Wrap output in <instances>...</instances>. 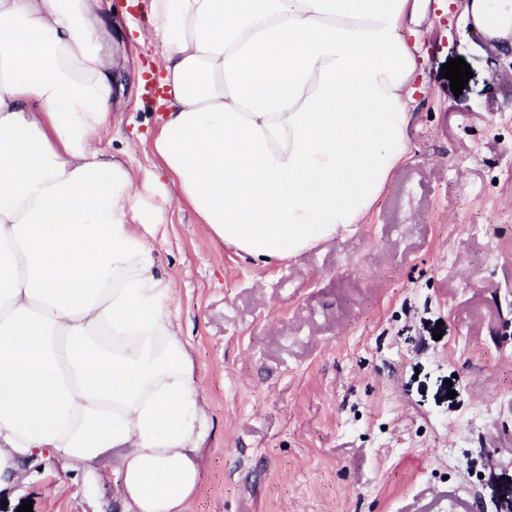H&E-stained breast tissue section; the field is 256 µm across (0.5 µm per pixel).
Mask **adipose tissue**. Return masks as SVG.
Returning <instances> with one entry per match:
<instances>
[{"label": "adipose tissue", "instance_id": "obj_1", "mask_svg": "<svg viewBox=\"0 0 512 512\" xmlns=\"http://www.w3.org/2000/svg\"><path fill=\"white\" fill-rule=\"evenodd\" d=\"M429 0H149L178 187L95 142L112 99L100 0H0V491L43 455L111 465L122 512H189L213 425L148 246L189 204L256 265L362 223L407 159ZM512 33V0H472ZM160 204H152V196Z\"/></svg>", "mask_w": 512, "mask_h": 512}]
</instances>
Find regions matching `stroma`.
Returning a JSON list of instances; mask_svg holds the SVG:
<instances>
[{
	"label": "stroma",
	"mask_w": 512,
	"mask_h": 512,
	"mask_svg": "<svg viewBox=\"0 0 512 512\" xmlns=\"http://www.w3.org/2000/svg\"><path fill=\"white\" fill-rule=\"evenodd\" d=\"M147 2L102 0L97 145L138 172L161 167ZM465 2L430 0L407 37L410 153L352 232L260 267L164 208L150 247L214 426L191 512H512V46L475 34ZM459 57L457 96L440 70ZM114 490L110 466L91 482L46 457L0 512H121Z\"/></svg>",
	"instance_id": "stroma-1"
}]
</instances>
